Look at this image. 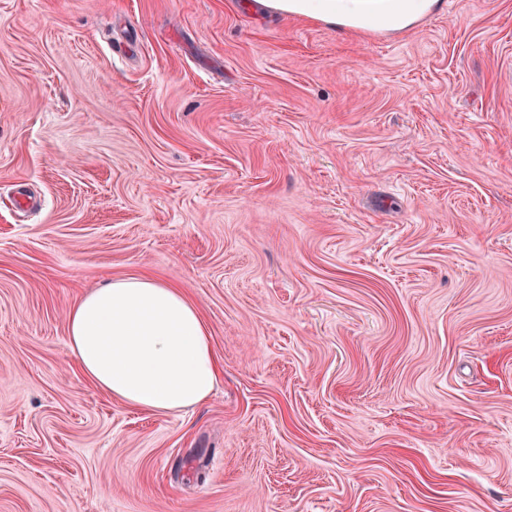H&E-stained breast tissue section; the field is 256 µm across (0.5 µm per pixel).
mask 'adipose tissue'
I'll use <instances>...</instances> for the list:
<instances>
[{
  "mask_svg": "<svg viewBox=\"0 0 512 512\" xmlns=\"http://www.w3.org/2000/svg\"><path fill=\"white\" fill-rule=\"evenodd\" d=\"M437 0H244L253 11L336 25L403 28ZM67 346L100 392L149 412L179 413L205 402L221 365L208 328L183 291L147 274L108 280L69 311Z\"/></svg>",
  "mask_w": 512,
  "mask_h": 512,
  "instance_id": "obj_1",
  "label": "adipose tissue"
}]
</instances>
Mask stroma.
Masks as SVG:
<instances>
[{
	"label": "stroma",
	"mask_w": 512,
	"mask_h": 512,
	"mask_svg": "<svg viewBox=\"0 0 512 512\" xmlns=\"http://www.w3.org/2000/svg\"><path fill=\"white\" fill-rule=\"evenodd\" d=\"M136 272L224 363L188 411L68 350ZM0 512H512V0H0ZM253 11H273L304 16L335 25H348L349 19L362 28L387 30L404 28L431 10L437 0H245Z\"/></svg>",
	"instance_id": "35a3bbf8"
}]
</instances>
